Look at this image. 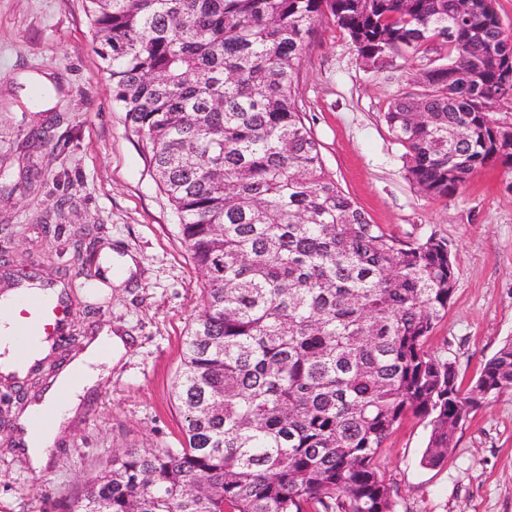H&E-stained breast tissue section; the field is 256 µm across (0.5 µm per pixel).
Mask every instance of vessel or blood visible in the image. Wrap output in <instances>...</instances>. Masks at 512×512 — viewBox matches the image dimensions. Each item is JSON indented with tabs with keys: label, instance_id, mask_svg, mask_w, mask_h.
<instances>
[{
	"label": "vessel or blood",
	"instance_id": "1",
	"mask_svg": "<svg viewBox=\"0 0 512 512\" xmlns=\"http://www.w3.org/2000/svg\"><path fill=\"white\" fill-rule=\"evenodd\" d=\"M21 323L13 344V358L17 366H26L34 343L44 342L52 336L63 335L69 314L60 303L34 295L23 296L21 301Z\"/></svg>",
	"mask_w": 512,
	"mask_h": 512
}]
</instances>
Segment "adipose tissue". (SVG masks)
Segmentation results:
<instances>
[{
    "mask_svg": "<svg viewBox=\"0 0 512 512\" xmlns=\"http://www.w3.org/2000/svg\"><path fill=\"white\" fill-rule=\"evenodd\" d=\"M126 352L124 337L114 335L111 328H103L84 350L62 369L50 382L40 404L54 409L53 424L39 434L27 431L30 412H23L19 418V445L27 457L34 473H41L48 462V448L53 444L62 428L72 419L86 390L92 388L117 365Z\"/></svg>",
    "mask_w": 512,
    "mask_h": 512,
    "instance_id": "adipose-tissue-1",
    "label": "adipose tissue"
}]
</instances>
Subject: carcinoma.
<instances>
[{"label":"carcinoma","instance_id":"1","mask_svg":"<svg viewBox=\"0 0 512 512\" xmlns=\"http://www.w3.org/2000/svg\"><path fill=\"white\" fill-rule=\"evenodd\" d=\"M115 105L207 278L176 398L185 444L112 459L73 512H398L379 464L402 418L441 465L472 395L512 390V340L468 385L428 354L456 286L448 242L405 243L329 175L293 74L320 24L379 68L446 51L384 119L422 194L512 162L490 112L512 55L487 0H86Z\"/></svg>","mask_w":512,"mask_h":512}]
</instances>
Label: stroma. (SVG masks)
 Listing matches in <instances>:
<instances>
[{"mask_svg": "<svg viewBox=\"0 0 512 512\" xmlns=\"http://www.w3.org/2000/svg\"><path fill=\"white\" fill-rule=\"evenodd\" d=\"M438 63L431 53L369 68L344 30L323 24L294 80L326 170L371 222L408 242L447 240L456 289L426 349L468 381L512 337V166L490 165L444 200L408 181L384 114ZM34 128L44 140L30 147ZM30 167L39 176L25 187L20 176ZM108 249L133 256L137 269L110 298L85 302L80 292L102 276ZM23 275L65 284L70 321L36 371L0 381V512H63L113 456L180 447L175 383L203 307V276L144 137L112 100L85 0H0V295ZM105 325L128 337L127 351L56 443L49 467L33 475L15 451L16 415ZM427 434L425 421L407 415L381 453L399 512H512V390L482 402L442 466L421 463Z\"/></svg>", "mask_w": 512, "mask_h": 512, "instance_id": "1", "label": "stroma"}]
</instances>
